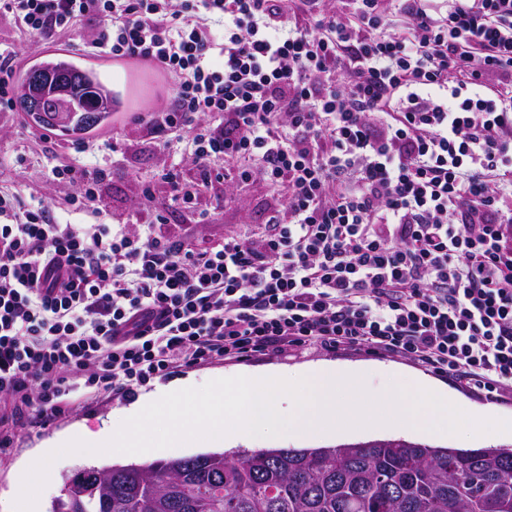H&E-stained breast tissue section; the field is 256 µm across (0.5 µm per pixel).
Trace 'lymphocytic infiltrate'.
Returning <instances> with one entry per match:
<instances>
[{
  "instance_id": "1",
  "label": "lymphocytic infiltrate",
  "mask_w": 512,
  "mask_h": 512,
  "mask_svg": "<svg viewBox=\"0 0 512 512\" xmlns=\"http://www.w3.org/2000/svg\"><path fill=\"white\" fill-rule=\"evenodd\" d=\"M344 4L0 0L53 42L95 18L93 56L171 84L130 122L187 141L202 186L271 193L260 231L203 245L109 222L82 140L51 174L95 223L1 188V447L77 394L311 346L512 394V0Z\"/></svg>"
}]
</instances>
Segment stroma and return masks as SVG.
<instances>
[{
    "label": "stroma",
    "mask_w": 512,
    "mask_h": 512,
    "mask_svg": "<svg viewBox=\"0 0 512 512\" xmlns=\"http://www.w3.org/2000/svg\"><path fill=\"white\" fill-rule=\"evenodd\" d=\"M131 98L126 112L117 114L110 127L95 132L99 144L98 160L110 174L102 184L101 201L114 220L146 219L149 211L164 212L167 228L186 232L197 241L214 243L224 237L258 230L265 220L262 201L266 190L259 184H242L224 188L217 184L203 191L197 211L183 210L170 204V187L164 180L169 167H177L184 178L196 176V168L187 150L159 152L143 131L131 124V112H153L170 101L166 83L149 78L139 67L130 66ZM121 142V150H113V142ZM70 138L26 122L22 112L0 116V186L21 190L24 195L43 200L54 210L61 222L78 223V216L69 211V199L77 186L68 181L52 180L53 163L65 162L71 152ZM146 180L155 183L157 191L150 207H142L136 198V184ZM339 367L357 366L368 374V387L375 390L388 379L405 376L421 378L443 389L462 409L491 406L502 418L512 419V400L487 403L476 391L458 386L454 381L417 367L401 357H384L368 351L327 352L316 347L292 351L283 355L257 356L239 362L216 359L202 365H184L170 375L152 382L148 390L156 393L184 380L202 386L221 374L277 369L295 372L320 364ZM131 398L104 393L91 399L75 401L65 416L44 427L25 425L15 428L8 448L0 451V512H11L23 473L42 457L48 443L75 432L79 427L96 429L118 427L121 409L131 405ZM126 457L110 453L78 456L69 454L55 460L49 469L50 495L44 496L43 512H50L54 497L60 496L63 475L87 466L126 464Z\"/></svg>",
    "instance_id": "stroma-1"
}]
</instances>
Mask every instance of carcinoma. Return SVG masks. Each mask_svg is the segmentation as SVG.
Returning a JSON list of instances; mask_svg holds the SVG:
<instances>
[{"mask_svg": "<svg viewBox=\"0 0 512 512\" xmlns=\"http://www.w3.org/2000/svg\"><path fill=\"white\" fill-rule=\"evenodd\" d=\"M46 77L77 73L102 94L97 126L121 104L98 70L58 54L38 65ZM18 110L32 123L81 137L82 101L70 118L52 108ZM61 498L78 512H512V445L438 447L404 438L319 448L211 452L151 463L92 466L63 478Z\"/></svg>", "mask_w": 512, "mask_h": 512, "instance_id": "carcinoma-1", "label": "carcinoma"}]
</instances>
